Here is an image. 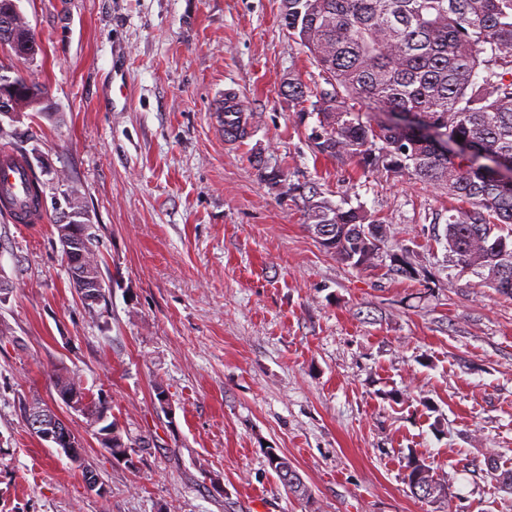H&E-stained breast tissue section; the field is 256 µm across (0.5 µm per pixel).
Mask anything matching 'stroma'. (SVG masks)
Listing matches in <instances>:
<instances>
[{
	"label": "stroma",
	"instance_id": "stroma-1",
	"mask_svg": "<svg viewBox=\"0 0 512 512\" xmlns=\"http://www.w3.org/2000/svg\"><path fill=\"white\" fill-rule=\"evenodd\" d=\"M17 4L40 50L16 66L48 95L0 128L44 181L47 218L0 212V512H438L404 482L411 456L455 512H512L484 474L491 450L512 467V297L460 270L442 189L314 155L315 117L280 90L319 71L281 0ZM228 88L251 118L239 141L210 119ZM312 184L389 226L383 264L319 246ZM74 196L98 239V314L61 260ZM61 373L151 440L113 457L57 406L97 493L25 420L32 401L57 405ZM271 451L311 502L285 493Z\"/></svg>",
	"mask_w": 512,
	"mask_h": 512
}]
</instances>
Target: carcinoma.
Wrapping results in <instances>:
<instances>
[{"mask_svg":"<svg viewBox=\"0 0 512 512\" xmlns=\"http://www.w3.org/2000/svg\"><path fill=\"white\" fill-rule=\"evenodd\" d=\"M281 21L320 71L322 83L290 79L281 91L295 111L317 117L309 135L314 152L458 199L445 227L457 265L511 297L512 231H502L512 227V0H282ZM19 35L36 51L35 34L18 10L12 27L0 26V48ZM7 81L15 113L36 109L47 94L45 85L1 63L0 85ZM384 110L401 119L378 121ZM43 193L34 176L24 204L0 190V207L23 220L42 211ZM302 200L324 251L356 269L377 267L389 226L321 197L316 186ZM67 267L74 287L79 279L101 277L95 249ZM110 411L109 403L91 397L82 415L95 427ZM104 425L112 427L117 447H145L116 421ZM494 456L489 453L488 473L512 493V470H499ZM268 464L289 495L312 499L288 459ZM420 466L427 472L423 487L413 484ZM405 469L414 496L453 512L448 486L430 466L412 456Z\"/></svg>","mask_w":512,"mask_h":512,"instance_id":"obj_1","label":"carcinoma"}]
</instances>
